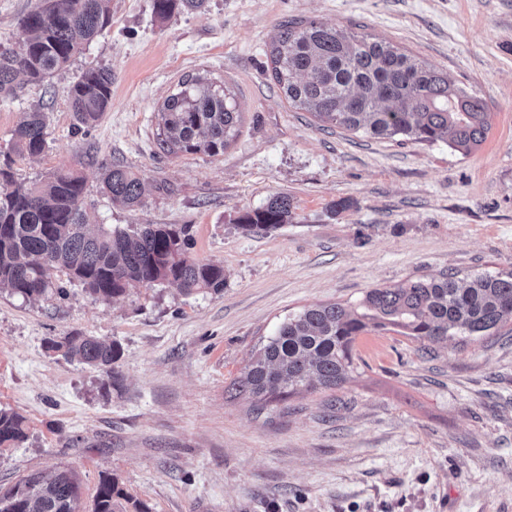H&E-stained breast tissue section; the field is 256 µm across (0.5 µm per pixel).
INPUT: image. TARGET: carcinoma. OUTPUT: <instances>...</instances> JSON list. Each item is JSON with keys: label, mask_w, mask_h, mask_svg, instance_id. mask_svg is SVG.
Here are the masks:
<instances>
[{"label": "carcinoma", "mask_w": 512, "mask_h": 512, "mask_svg": "<svg viewBox=\"0 0 512 512\" xmlns=\"http://www.w3.org/2000/svg\"><path fill=\"white\" fill-rule=\"evenodd\" d=\"M207 0H152L165 20L177 10H201ZM110 0H42L22 19L29 34L24 48L0 47V97L16 95L15 81L41 83L65 69L83 47L110 23ZM277 84L288 102L322 123L374 138L402 136L418 142L448 141L470 152L490 131L485 102L454 86L443 73L423 65L391 44L348 35L315 20H285L270 46ZM75 128L97 124L112 105V69L90 67L65 90ZM160 147L169 153H224L240 123L232 92L199 77L179 83L163 103ZM15 147L31 157L46 148L44 113H26L14 130ZM103 191L130 207L140 204L142 182L120 165H106ZM81 172L61 167L39 183L14 180L0 166V288L24 299L52 292L64 273L106 301L128 287L173 282L186 293L224 288V269L187 255V228L142 224L133 233L89 230L84 214ZM293 201L277 195L239 219L246 234H267L293 217ZM512 319V272H482L465 281L454 273L373 288L357 307L329 303L285 318L231 390L247 395L260 410L267 395L317 388L335 390L353 364L357 336L391 328L418 340L421 349L453 336H489ZM46 349L61 352L113 377L121 356L116 341L73 333L50 339ZM26 438L24 419L0 411V447ZM122 496L112 478L99 482L92 512H117ZM82 484L65 467L35 471L0 491V512H79Z\"/></svg>", "instance_id": "cac0c4a2"}]
</instances>
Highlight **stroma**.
Returning <instances> with one entry per match:
<instances>
[{"label":"stroma","mask_w":512,"mask_h":512,"mask_svg":"<svg viewBox=\"0 0 512 512\" xmlns=\"http://www.w3.org/2000/svg\"><path fill=\"white\" fill-rule=\"evenodd\" d=\"M39 4L0 0V46L22 45ZM110 7L67 68L0 97V158L27 183L79 163L91 225L188 226L189 256L223 266L224 288L165 282L107 302L62 274V296L0 289V410L27 433L0 450V490L66 466L82 483L79 512L105 476L150 512H512V320L427 355L393 331L363 334L334 392L260 411L228 393L305 308L451 270H512V0H208L163 21L151 0ZM287 19L389 42L447 74L485 101L486 141L465 154L320 127L272 76L269 44ZM91 66L111 68L112 106L78 131L65 89ZM196 75L228 87L242 112L219 156L157 141L161 105ZM39 108L47 146L31 158L12 133ZM105 163L141 175L140 206L102 191ZM276 195L292 199L294 220L243 233L239 217ZM72 332L120 344L113 381L45 349Z\"/></svg>","instance_id":"obj_1"}]
</instances>
